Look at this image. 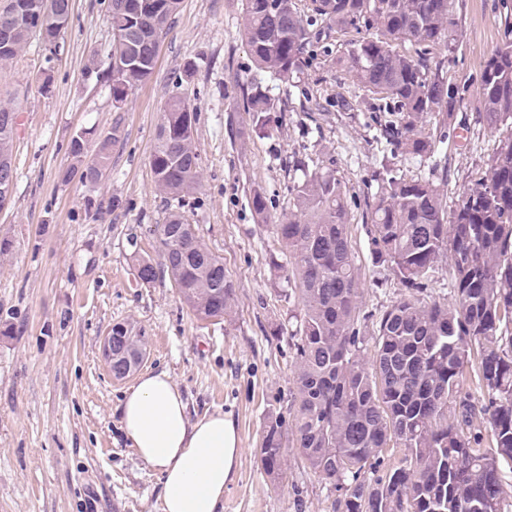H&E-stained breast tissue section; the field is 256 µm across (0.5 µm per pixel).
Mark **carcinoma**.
<instances>
[{
  "instance_id": "cac0c4a2",
  "label": "carcinoma",
  "mask_w": 512,
  "mask_h": 512,
  "mask_svg": "<svg viewBox=\"0 0 512 512\" xmlns=\"http://www.w3.org/2000/svg\"><path fill=\"white\" fill-rule=\"evenodd\" d=\"M9 0L10 29H0V63L15 59L33 38L57 43L71 0H30L19 11ZM181 0H104L112 46L99 76L121 109L129 91L154 72L155 40L170 27ZM315 20L367 35L351 43L345 68L365 88L401 110L397 148L416 157L435 152L425 126L443 127L459 95L426 51L454 40L452 0H311ZM241 40L256 69L286 82L312 43L311 24L295 0H244ZM414 42L423 54H400ZM483 122L512 129V27L485 63ZM255 129L265 128L275 102L258 88L248 93ZM11 103H0V167L13 168ZM196 112L180 96L163 108L149 165L156 190L171 199L195 193L199 154ZM119 127L102 136L86 159L85 132L69 154L80 179L97 183L109 167ZM288 215L271 225L287 257L282 291L293 307L288 349L294 392L286 410L268 415L258 451L273 484L287 478V448L336 497L332 512H512L505 473H512V138L502 142L483 177L447 209L432 179H404L380 161L378 187L367 204L370 259L404 288L376 319L361 314L363 276L351 244L347 192L332 171L295 164ZM159 261L138 260L149 284L158 269L176 283L201 320L232 311L235 283L222 258L198 239L182 212L156 225ZM448 274L450 300L428 294L439 269ZM115 377L147 350L129 324L112 327ZM403 455L383 474L387 449Z\"/></svg>"
}]
</instances>
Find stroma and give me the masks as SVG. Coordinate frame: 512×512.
<instances>
[{
    "mask_svg": "<svg viewBox=\"0 0 512 512\" xmlns=\"http://www.w3.org/2000/svg\"><path fill=\"white\" fill-rule=\"evenodd\" d=\"M452 6L455 40L430 57L442 62L459 98L427 157L398 152L378 120L394 105L341 64L355 30L320 35L293 78L275 82L255 72L241 42L243 0H182L152 76L119 110L96 74L112 44L102 0H72L56 48L34 39L0 64V99L18 112L16 180L0 210V512H161L160 475L121 428L132 382L111 379L99 356L102 336L118 323L146 336L142 371H168L190 418L219 409L235 422L242 454L224 512H332V493L296 449L278 488L257 456L269 411L287 407L293 391L288 341L275 335L288 325L278 280L285 258L270 226L288 212L294 161L335 171L365 280L362 309L378 315L395 299L399 288L372 265L363 230L381 159L393 157L399 177L441 181L452 205L512 137L485 127L480 93L485 62L512 25V0ZM190 58L197 68L188 77ZM257 82L279 100L261 133L244 95ZM177 93L197 113L200 166L197 191L180 204L156 191L149 166L162 107ZM116 122L121 136L106 176L63 182L71 137L89 131L93 151ZM258 187L268 198L265 227L251 208ZM177 207L237 285L224 320L195 317L168 276L150 284L137 276V258L158 256L155 226Z\"/></svg>",
    "mask_w": 512,
    "mask_h": 512,
    "instance_id": "35a3bbf8",
    "label": "stroma"
}]
</instances>
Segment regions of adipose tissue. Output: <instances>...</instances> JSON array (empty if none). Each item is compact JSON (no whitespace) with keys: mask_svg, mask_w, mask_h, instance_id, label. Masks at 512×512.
I'll return each mask as SVG.
<instances>
[{"mask_svg":"<svg viewBox=\"0 0 512 512\" xmlns=\"http://www.w3.org/2000/svg\"><path fill=\"white\" fill-rule=\"evenodd\" d=\"M124 433L161 475L162 512H224V489L236 473L241 442L222 411L190 420L170 374H142L121 405Z\"/></svg>","mask_w":512,"mask_h":512,"instance_id":"1","label":"adipose tissue"}]
</instances>
